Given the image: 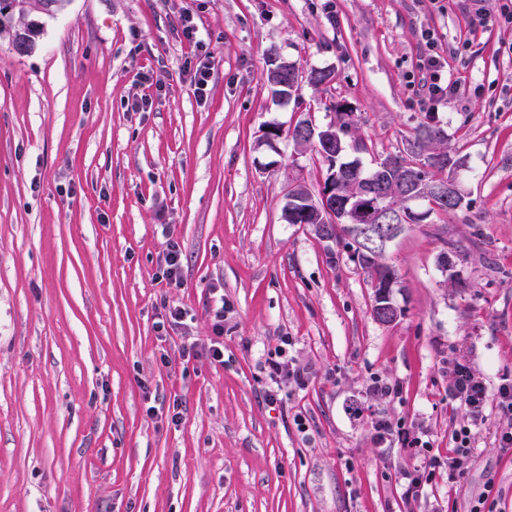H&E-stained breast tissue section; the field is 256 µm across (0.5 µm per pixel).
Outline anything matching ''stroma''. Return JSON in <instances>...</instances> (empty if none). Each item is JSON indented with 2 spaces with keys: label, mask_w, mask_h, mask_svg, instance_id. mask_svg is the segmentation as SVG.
I'll return each mask as SVG.
<instances>
[{
  "label": "stroma",
  "mask_w": 512,
  "mask_h": 512,
  "mask_svg": "<svg viewBox=\"0 0 512 512\" xmlns=\"http://www.w3.org/2000/svg\"><path fill=\"white\" fill-rule=\"evenodd\" d=\"M325 2L67 0L31 14L32 50L0 39V512H472L483 497L512 512L496 406L463 478L437 470L412 505L398 473L416 457L372 429L380 413L424 427L445 456L465 423L448 360L492 390L512 376V27L473 26V0H334L332 17ZM426 32L453 87L436 104ZM274 57L332 80L281 104ZM337 103L364 167L406 151L429 112L465 158L467 208L386 253L390 326L343 246L282 218L292 178L318 190L320 157L260 142L269 123L333 122ZM172 248L177 288L159 277ZM214 286L224 361H182L213 336ZM171 306L188 321L157 329ZM284 336L310 377L272 403L259 365ZM375 377L400 397L369 393Z\"/></svg>",
  "instance_id": "stroma-1"
}]
</instances>
